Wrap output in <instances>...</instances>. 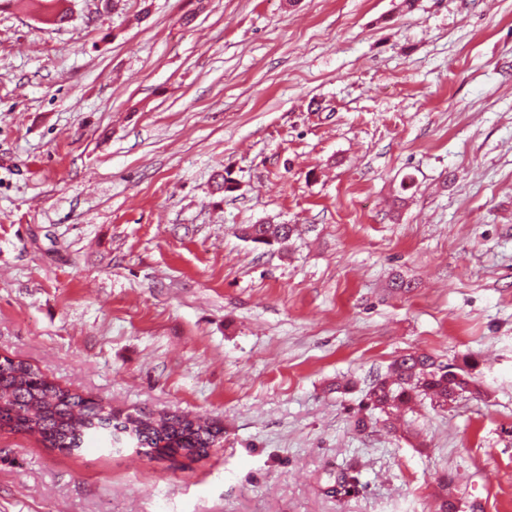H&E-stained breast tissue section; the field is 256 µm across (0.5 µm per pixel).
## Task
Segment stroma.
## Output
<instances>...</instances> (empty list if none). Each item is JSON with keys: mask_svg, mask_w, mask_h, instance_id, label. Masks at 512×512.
Returning <instances> with one entry per match:
<instances>
[{"mask_svg": "<svg viewBox=\"0 0 512 512\" xmlns=\"http://www.w3.org/2000/svg\"><path fill=\"white\" fill-rule=\"evenodd\" d=\"M411 351L481 396L390 433L362 399ZM2 357L222 434L0 430V512H436L445 474L512 512V0H0ZM298 231L295 224H248L241 228L242 237L256 244H270L271 240L285 242Z\"/></svg>", "mask_w": 512, "mask_h": 512, "instance_id": "obj_1", "label": "stroma"}]
</instances>
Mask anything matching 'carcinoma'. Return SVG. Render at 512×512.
Segmentation results:
<instances>
[{
	"label": "carcinoma",
	"instance_id": "obj_1",
	"mask_svg": "<svg viewBox=\"0 0 512 512\" xmlns=\"http://www.w3.org/2000/svg\"><path fill=\"white\" fill-rule=\"evenodd\" d=\"M46 22L62 21L69 0H38ZM298 232L296 224H248L242 237L256 244L285 242ZM468 363H444L431 355L398 356L390 372L378 377L364 396V405L381 414L385 429L394 418L424 399L443 407L464 393L480 394ZM0 427L39 438L47 448L74 452L98 433L129 435L151 460L204 457L218 443L221 428L188 414L128 415L120 418L101 402L63 389L22 361H0Z\"/></svg>",
	"mask_w": 512,
	"mask_h": 512
}]
</instances>
